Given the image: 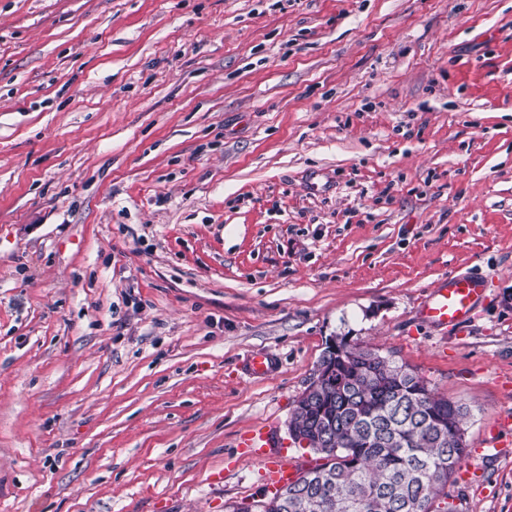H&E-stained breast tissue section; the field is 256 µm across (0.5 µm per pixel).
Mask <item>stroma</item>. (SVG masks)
I'll list each match as a JSON object with an SVG mask.
<instances>
[{
	"mask_svg": "<svg viewBox=\"0 0 512 512\" xmlns=\"http://www.w3.org/2000/svg\"><path fill=\"white\" fill-rule=\"evenodd\" d=\"M339 336L469 407L449 491L512 512V0H0V512L256 499ZM487 284L483 277L450 274L430 293L420 307V316L436 326H454L472 319Z\"/></svg>",
	"mask_w": 512,
	"mask_h": 512,
	"instance_id": "35a3bbf8",
	"label": "stroma"
}]
</instances>
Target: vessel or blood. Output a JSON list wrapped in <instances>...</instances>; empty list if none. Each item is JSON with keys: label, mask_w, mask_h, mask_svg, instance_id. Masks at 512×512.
Wrapping results in <instances>:
<instances>
[{"label": "vessel or blood", "mask_w": 512, "mask_h": 512, "mask_svg": "<svg viewBox=\"0 0 512 512\" xmlns=\"http://www.w3.org/2000/svg\"><path fill=\"white\" fill-rule=\"evenodd\" d=\"M487 284L483 277L451 274L444 278L420 307V316L436 326H454L472 319Z\"/></svg>", "instance_id": "1"}]
</instances>
